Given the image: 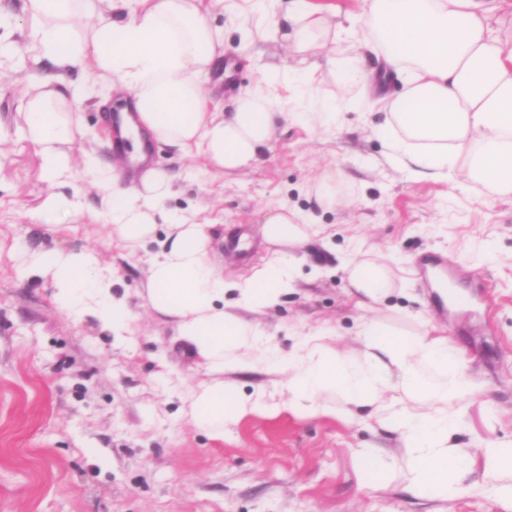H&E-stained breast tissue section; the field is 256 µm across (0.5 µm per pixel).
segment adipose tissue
Here are the masks:
<instances>
[{
	"label": "adipose tissue",
	"mask_w": 512,
	"mask_h": 512,
	"mask_svg": "<svg viewBox=\"0 0 512 512\" xmlns=\"http://www.w3.org/2000/svg\"><path fill=\"white\" fill-rule=\"evenodd\" d=\"M112 14H96L93 0H24L26 38L54 73L36 76L21 102L24 137L37 149L45 178L71 175L66 146L78 132L67 98L57 89L64 70L92 61L95 76L136 114L121 134L133 145L143 136L188 154L201 149L212 166L250 169L288 118L268 89L241 91L232 111H221L202 86L224 52L203 0H112ZM489 0H364L348 35H362L380 54L386 73L403 87L385 99L383 132L410 171L448 176L463 170L469 185L512 196V28L493 27ZM328 29L307 0L295 6L282 37L298 52L316 50ZM110 232L128 247L164 229L147 270L150 308L170 319L207 379L192 392L191 420L213 438L225 424L259 410L258 400L225 387L224 375L258 365L285 375L288 408L303 416L373 407L390 412L407 447L408 489L450 495L464 482L471 456L455 440L458 404L471 392L463 352L446 339L410 337L362 319L357 354L336 351L329 335H307L281 354L246 312L276 306L301 275L298 248L312 226L298 213L269 214L262 236L269 250L239 282L225 280L211 261L205 224L170 212L172 181L148 170L133 189L98 172ZM51 279L61 309L96 317L118 333L130 319L126 304L88 252H46L29 263ZM343 271L364 299L377 302L404 283L389 264L353 259Z\"/></svg>",
	"instance_id": "ef3b65f1"
}]
</instances>
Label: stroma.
I'll list each match as a JSON object with an SVG mask.
<instances>
[{"instance_id": "1", "label": "stroma", "mask_w": 512, "mask_h": 512, "mask_svg": "<svg viewBox=\"0 0 512 512\" xmlns=\"http://www.w3.org/2000/svg\"><path fill=\"white\" fill-rule=\"evenodd\" d=\"M208 5L233 77L224 80L217 69L203 85L229 110L238 91L263 81L282 55L259 39L251 59L239 57L240 30L257 20L252 0ZM285 60L276 89L289 101L301 63ZM312 78L318 111L336 108V119L280 125L251 170L227 174L199 151L180 156L160 142L152 166L173 177L167 207L198 211L208 223L225 277L245 279L265 256L261 226L273 208L286 205L321 226L306 249L321 275L302 276L278 306L248 315L281 353L309 331L329 332L338 351L358 352L365 316L464 349L474 391L456 439L470 449L472 467L459 491H406L405 444L390 423L368 407L352 416L288 411L281 376L261 369L224 376L227 387L260 394L261 410L229 422L220 440L196 428L184 395L206 375L143 297L156 243L124 249L108 235L96 186L80 177L44 179L36 149L19 132L24 74L6 61L0 125L12 135L0 141V512H512V502L495 494L481 453L512 441V196L472 188L459 172L447 179L401 169L378 133L386 87L347 84L323 69ZM73 110L80 128L73 155L97 157L129 186L128 165L108 147L95 99L77 100ZM330 171L336 200L327 204L316 187ZM50 194L68 210L66 220L42 212ZM45 251L98 258L130 309L122 337L61 310L51 281L27 273L25 253ZM422 252L452 263L463 296L447 314L436 311L422 283L415 264ZM355 256L386 257L405 291L361 308L340 269ZM378 458L393 469L381 473Z\"/></svg>"}]
</instances>
